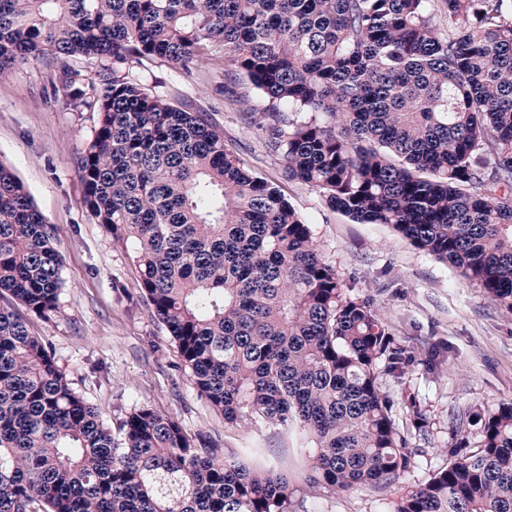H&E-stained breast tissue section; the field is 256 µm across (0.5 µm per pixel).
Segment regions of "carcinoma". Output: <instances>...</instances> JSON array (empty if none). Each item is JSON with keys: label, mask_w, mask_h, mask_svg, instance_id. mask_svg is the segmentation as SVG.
Segmentation results:
<instances>
[{"label": "carcinoma", "mask_w": 512, "mask_h": 512, "mask_svg": "<svg viewBox=\"0 0 512 512\" xmlns=\"http://www.w3.org/2000/svg\"><path fill=\"white\" fill-rule=\"evenodd\" d=\"M444 13L448 30L436 26ZM112 61L92 100L68 60ZM224 64V98L266 100L265 145L359 224H387L512 310V6L508 0H0V74L32 62L98 113L77 173L127 252L198 393L229 424L312 444L307 486L385 489L427 432L399 426L379 374L407 348L346 293L309 224L245 169L206 112L118 72ZM54 227L0 165V290L59 305ZM475 427L480 449L464 433ZM448 466L394 512H512V403L453 417ZM288 475L220 460L206 437L140 405L117 432L48 343L0 305V512H296Z\"/></svg>", "instance_id": "carcinoma-1"}]
</instances>
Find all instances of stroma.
Segmentation results:
<instances>
[{"instance_id":"stroma-1","label":"stroma","mask_w":512,"mask_h":512,"mask_svg":"<svg viewBox=\"0 0 512 512\" xmlns=\"http://www.w3.org/2000/svg\"><path fill=\"white\" fill-rule=\"evenodd\" d=\"M132 73L150 93L208 113L246 168L280 187L348 292L371 298L389 332L411 352L414 362L405 374L381 376L380 387L393 399L401 423L409 420L406 396L414 394L430 429L411 439L413 463L399 484L339 493L308 488L310 448L298 434L262 421L225 423L192 384L175 343L137 286L127 253L83 203L77 159L97 113L69 104L36 62L0 76V164L25 184L56 228L63 255L59 307L47 318L23 311L29 331L50 344L73 388L109 425L145 404L178 419L189 434L211 437L225 458L287 474L301 512H393L402 493L447 466L451 412L512 402V311L391 227L355 223L326 207L309 184L285 180L259 127L263 97L244 80L241 104H228L222 62L210 60L186 73L154 60Z\"/></svg>"}]
</instances>
